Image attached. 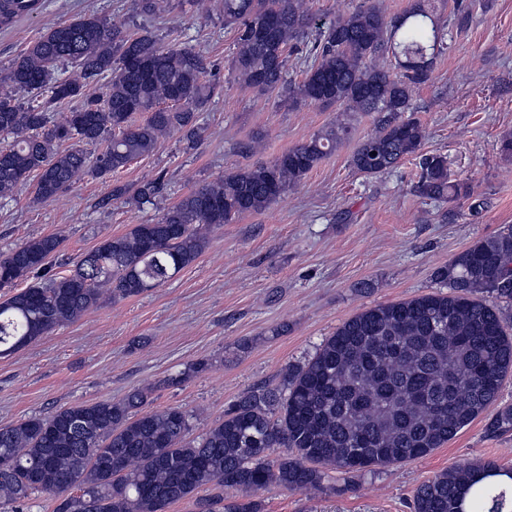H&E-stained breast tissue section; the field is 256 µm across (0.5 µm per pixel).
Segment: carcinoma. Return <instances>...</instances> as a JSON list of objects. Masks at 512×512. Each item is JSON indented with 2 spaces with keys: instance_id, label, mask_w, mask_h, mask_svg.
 I'll list each match as a JSON object with an SVG mask.
<instances>
[{
  "instance_id": "cac0c4a2",
  "label": "carcinoma",
  "mask_w": 512,
  "mask_h": 512,
  "mask_svg": "<svg viewBox=\"0 0 512 512\" xmlns=\"http://www.w3.org/2000/svg\"><path fill=\"white\" fill-rule=\"evenodd\" d=\"M299 2L219 0L236 35L238 78L290 105L310 99L383 113L352 157L356 170L382 175L415 156L420 197L470 198L469 187L450 178L447 156L421 153L420 122L402 117L448 49V26L418 2L394 17L360 5L318 27ZM43 4L0 0V29ZM297 43L306 70L292 83L288 48ZM387 53L400 72L381 65ZM206 72L193 48L98 15L47 30L0 75V136L10 139L0 146V201L32 176L34 201H52L81 174L104 178L151 154L172 131L196 146V112L210 96ZM64 103L70 109L61 116ZM347 135L346 125L334 124L269 165L191 189L160 221L104 240L66 276L49 275L62 244L55 234L1 253L0 290L9 293L0 299V357L79 320L108 295L136 297L173 278L202 254L206 230L269 208ZM163 186L161 175L115 183L104 202L152 205ZM431 279L440 291L347 319L303 364L286 368L282 384L249 390L196 439L193 415L182 408L143 411L148 388L0 427L9 460L0 466V506L41 493L55 500L54 512H162L206 487L199 512H262L254 496L270 484L302 491L322 486L328 469L361 473L429 455L486 413L512 372V334L500 310L480 298L512 299V228L477 240ZM511 431L512 408L486 425L492 436ZM276 448L284 452L273 458ZM503 475L512 479V470L493 461L458 463L417 488L412 512H512V491L497 481ZM227 489L239 497L224 502Z\"/></svg>"
}]
</instances>
